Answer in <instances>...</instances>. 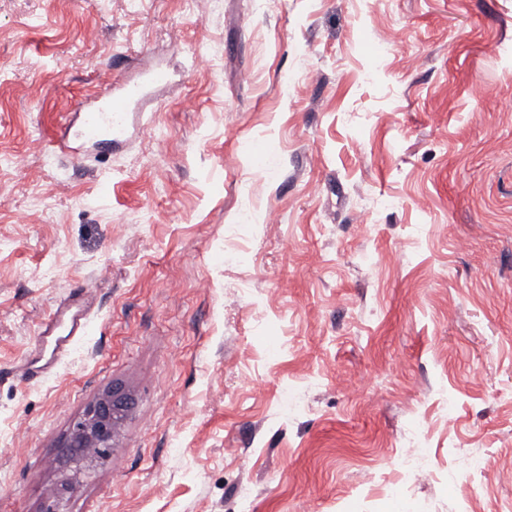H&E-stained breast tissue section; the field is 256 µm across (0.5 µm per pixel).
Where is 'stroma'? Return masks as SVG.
<instances>
[{
    "instance_id": "35a3bbf8",
    "label": "stroma",
    "mask_w": 512,
    "mask_h": 512,
    "mask_svg": "<svg viewBox=\"0 0 512 512\" xmlns=\"http://www.w3.org/2000/svg\"><path fill=\"white\" fill-rule=\"evenodd\" d=\"M113 383L68 512H512V0H0V512ZM168 84L169 74L163 69L152 71L144 79H114L103 101L84 104L80 123H69L51 140L52 152L71 155V142L74 140L112 144V141L125 139L138 104L151 91ZM92 305L93 302L83 290L71 291L42 324L33 346V353H40L45 339L49 336H64L56 339V350L60 355L68 353L73 343L86 335ZM62 326L65 327V334L58 335Z\"/></svg>"
}]
</instances>
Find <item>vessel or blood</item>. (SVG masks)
<instances>
[{"mask_svg":"<svg viewBox=\"0 0 512 512\" xmlns=\"http://www.w3.org/2000/svg\"><path fill=\"white\" fill-rule=\"evenodd\" d=\"M167 71L157 69L145 78H116L110 84L104 100L84 104L79 124L66 125L51 141L53 153L68 155L75 140L109 144L125 139L132 125L138 104L153 90L167 86ZM91 300L83 291H71L42 324L33 346L41 351L48 337H55L59 353H68L73 343L85 336L89 326Z\"/></svg>","mask_w":512,"mask_h":512,"instance_id":"b4317fda","label":"vessel or blood"}]
</instances>
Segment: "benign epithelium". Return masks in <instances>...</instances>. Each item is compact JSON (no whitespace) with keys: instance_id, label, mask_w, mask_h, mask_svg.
Segmentation results:
<instances>
[{"instance_id":"7a95c632","label":"benign epithelium","mask_w":512,"mask_h":512,"mask_svg":"<svg viewBox=\"0 0 512 512\" xmlns=\"http://www.w3.org/2000/svg\"><path fill=\"white\" fill-rule=\"evenodd\" d=\"M134 406L133 396L123 387L109 385L76 420L60 450L61 479L44 512H64L67 494L88 474L99 458L112 448L113 424L126 417Z\"/></svg>"}]
</instances>
